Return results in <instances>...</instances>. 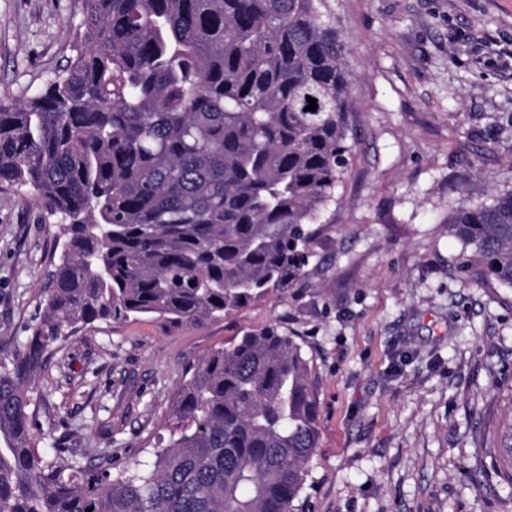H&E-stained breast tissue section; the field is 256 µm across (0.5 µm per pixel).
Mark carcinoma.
<instances>
[{
	"label": "carcinoma",
	"instance_id": "1",
	"mask_svg": "<svg viewBox=\"0 0 512 512\" xmlns=\"http://www.w3.org/2000/svg\"><path fill=\"white\" fill-rule=\"evenodd\" d=\"M73 51L0 101V182L29 188L63 238L27 343L0 358V512H296L319 410L293 336L207 354L173 409L181 435L132 467L39 452L27 386L97 320L200 325L305 276L353 151L325 0H84ZM448 232L463 271L512 285V191ZM497 447L492 474L512 486V422Z\"/></svg>",
	"mask_w": 512,
	"mask_h": 512
}]
</instances>
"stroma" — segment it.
I'll use <instances>...</instances> for the list:
<instances>
[{"instance_id": "35a3bbf8", "label": "stroma", "mask_w": 512, "mask_h": 512, "mask_svg": "<svg viewBox=\"0 0 512 512\" xmlns=\"http://www.w3.org/2000/svg\"><path fill=\"white\" fill-rule=\"evenodd\" d=\"M82 0H0V100L72 57ZM355 150L305 277L223 319L99 320L28 387L40 449L146 460L202 358L268 326L310 361L320 438L304 512H512L481 430L512 415V286L459 268L448 217L512 190V0H327ZM58 223L0 183V346L26 342Z\"/></svg>"}]
</instances>
